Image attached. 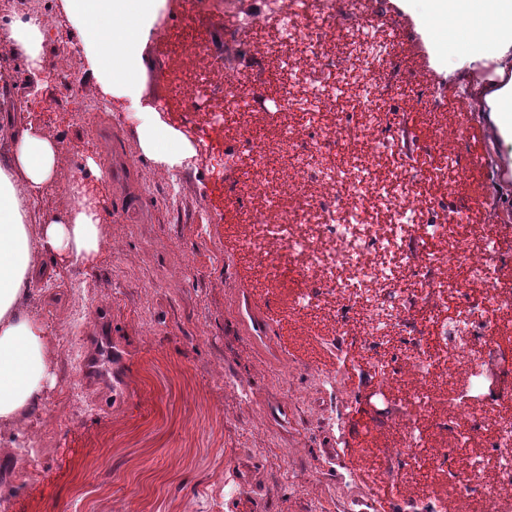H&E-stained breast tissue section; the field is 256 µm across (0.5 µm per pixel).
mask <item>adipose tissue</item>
Masks as SVG:
<instances>
[{
    "mask_svg": "<svg viewBox=\"0 0 512 512\" xmlns=\"http://www.w3.org/2000/svg\"><path fill=\"white\" fill-rule=\"evenodd\" d=\"M421 6L434 56L452 43L471 61L494 59L512 70V0H405ZM166 0H57L56 12L75 29V48L86 62L90 88L106 104L134 110L144 155L168 169L193 155V144L165 125L141 98L143 47L157 34ZM0 42L21 57L39 87L52 70L46 64L49 35L43 18L17 16L0 26ZM498 135L512 138V80L477 90ZM14 146L0 154V435L16 433L41 415L43 396L55 382V338L32 310V282L47 261L93 267L105 226L95 206V188L83 186L80 200L34 223L31 203L52 184L64 160L58 140L35 123L13 134Z\"/></svg>",
    "mask_w": 512,
    "mask_h": 512,
    "instance_id": "obj_1",
    "label": "adipose tissue"
}]
</instances>
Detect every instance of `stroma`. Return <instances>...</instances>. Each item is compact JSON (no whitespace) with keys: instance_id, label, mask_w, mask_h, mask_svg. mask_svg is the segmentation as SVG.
<instances>
[{"instance_id":"35a3bbf8","label":"stroma","mask_w":512,"mask_h":512,"mask_svg":"<svg viewBox=\"0 0 512 512\" xmlns=\"http://www.w3.org/2000/svg\"><path fill=\"white\" fill-rule=\"evenodd\" d=\"M383 2L382 13L362 26L393 37L399 53L383 99L388 125L405 130L420 155L449 154L463 171V184L441 191L439 200L478 212L481 197H488L494 223L512 225V143L495 134L472 98L474 88L501 85L495 61L449 75L447 64L430 55L419 11L399 0ZM143 58L144 102L162 106V120L189 140L202 139L193 103L172 100L171 91L174 81L207 70L209 60L180 54L160 36L146 44ZM429 91L435 95L430 113L415 101ZM92 98L90 89L68 96L55 83L29 112L66 149L54 183L32 205L34 219L68 203L91 156L107 240L94 267L58 268L50 281L36 283L33 299L36 316L57 333L67 330L74 302L83 298L77 336L88 349L98 347L99 320L108 318L116 356L112 386L89 384L81 363L58 359L39 424L40 454L27 460L0 454V505L7 512H209L219 495L224 512H300L306 497L322 512H354L362 485L359 449L367 440L387 445L381 425L387 404L377 375L363 364L344 365L335 424L308 426L296 412L287 447L252 437L271 368L286 362L292 386L323 399L327 393L313 374L334 356L311 345L302 326L285 323L293 283L270 282L232 263L237 213L247 200L213 187L211 153L198 150L171 184L168 171L144 156L132 111L90 112ZM431 122L464 127L465 134L431 140ZM145 172L152 188L144 186ZM116 243L123 248L118 258ZM250 302L268 305L278 329L272 343L251 336ZM227 371L253 394L249 408L225 393ZM244 455L256 478L241 491L235 483ZM283 464L294 481L280 478Z\"/></svg>"}]
</instances>
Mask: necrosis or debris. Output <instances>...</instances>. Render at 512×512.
Returning a JSON list of instances; mask_svg holds the SVG:
<instances>
[{
	"label": "necrosis or debris",
	"mask_w": 512,
	"mask_h": 512,
	"mask_svg": "<svg viewBox=\"0 0 512 512\" xmlns=\"http://www.w3.org/2000/svg\"><path fill=\"white\" fill-rule=\"evenodd\" d=\"M379 0H259L240 26L261 32L276 20L279 40L268 53L280 60L267 69L252 42L230 34L223 46L163 24L165 38L182 50L208 55L212 67L174 96L200 103L223 90L233 112L210 113L213 128H233L212 167L220 181L235 170L247 188L250 206L238 220L249 227L239 251L270 276L299 279L290 317L320 318L332 324L331 345L353 343L380 374L382 391L394 392L399 377L414 381V396L398 402L386 425L393 445L384 449L387 466L406 462L410 478L426 469L447 471L455 492L476 501L479 512H512V384L499 372L496 391L484 392L482 405L496 416L490 427L491 453L472 457L467 470L448 468L446 449L428 446L420 427L433 408L436 389L466 367L469 389L478 371L501 358L494 335L498 314L512 309V287L501 282L496 234L469 224L467 212L454 211L424 196L414 172V147L388 132L384 113L364 112L358 128L346 119L328 120L341 106L340 94L352 79L378 102L393 78L389 56L376 34L360 29ZM249 69L259 85L272 89L276 111L264 124L242 123L259 106L237 90V75ZM390 171L375 178L379 157ZM294 200L283 205L284 181ZM481 280L485 296L447 317L438 308L464 288V276ZM403 356V372L390 357Z\"/></svg>",
	"instance_id": "4bbe7bcc"
}]
</instances>
